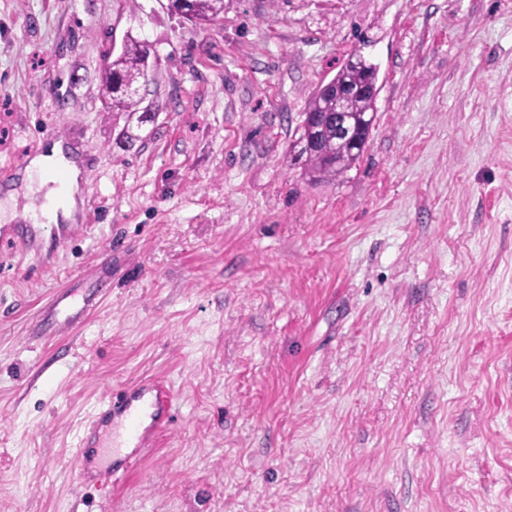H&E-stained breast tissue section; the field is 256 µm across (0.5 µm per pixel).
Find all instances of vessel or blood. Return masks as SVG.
Masks as SVG:
<instances>
[{
    "label": "vessel or blood",
    "mask_w": 512,
    "mask_h": 512,
    "mask_svg": "<svg viewBox=\"0 0 512 512\" xmlns=\"http://www.w3.org/2000/svg\"><path fill=\"white\" fill-rule=\"evenodd\" d=\"M76 232L72 224H6L0 226V253L14 256L26 254L40 258L43 240H56L59 246H68ZM98 296L97 287L82 292L71 290L57 293L41 314L40 330L45 338L52 339L64 328L75 324L89 312ZM174 393L169 384L161 380L142 381L125 392L107 395L95 405L88 426L76 435L79 442L78 467L86 469L88 464L102 455V448L85 445L87 435L96 433L106 417L119 414L126 436L135 440L138 447L150 446L156 429L148 422L144 409L156 411L160 422H168Z\"/></svg>",
    "instance_id": "vessel-or-blood-1"
}]
</instances>
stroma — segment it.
Returning a JSON list of instances; mask_svg holds the SVG:
<instances>
[{"label": "stroma", "mask_w": 512, "mask_h": 512, "mask_svg": "<svg viewBox=\"0 0 512 512\" xmlns=\"http://www.w3.org/2000/svg\"><path fill=\"white\" fill-rule=\"evenodd\" d=\"M128 33L141 124L98 100ZM364 34L376 126L310 179L288 145ZM55 141L76 238L0 257V512H512V0H0V225ZM102 280L73 342L31 341ZM150 377L172 422L86 495L77 430ZM224 16V0H189L181 17L194 25L214 22Z\"/></svg>", "instance_id": "35a3bbf8"}]
</instances>
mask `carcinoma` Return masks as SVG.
<instances>
[{
	"mask_svg": "<svg viewBox=\"0 0 512 512\" xmlns=\"http://www.w3.org/2000/svg\"><path fill=\"white\" fill-rule=\"evenodd\" d=\"M224 16V0H188L182 17L194 25L214 22ZM374 40L364 36L354 47L336 75L322 83L308 103L299 136L289 145V152L313 179L337 178L346 174L359 161L371 131L367 121L377 112V99L366 89L378 84L379 66L365 49ZM152 47L127 36L116 54L107 53L100 73L99 99L105 112H124L130 116L140 109L139 89L148 82ZM350 91L341 104L348 121L361 127L362 142L350 147L336 136L330 117L336 112V88Z\"/></svg>",
	"mask_w": 512,
	"mask_h": 512,
	"instance_id": "carcinoma-1",
	"label": "carcinoma"
}]
</instances>
